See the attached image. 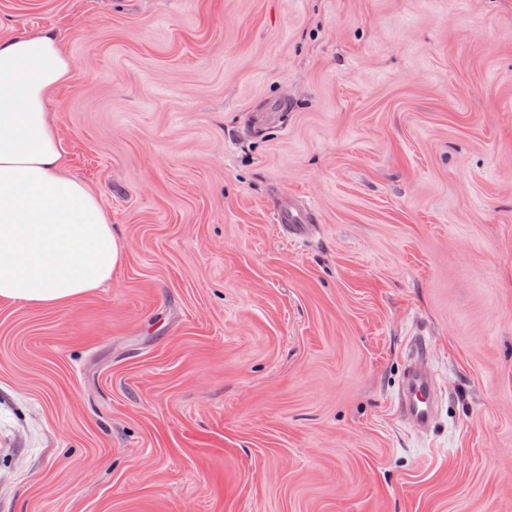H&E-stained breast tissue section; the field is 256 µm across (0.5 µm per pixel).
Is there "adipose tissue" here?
Wrapping results in <instances>:
<instances>
[{"label": "adipose tissue", "instance_id": "obj_1", "mask_svg": "<svg viewBox=\"0 0 512 512\" xmlns=\"http://www.w3.org/2000/svg\"><path fill=\"white\" fill-rule=\"evenodd\" d=\"M73 68L49 31L0 40V298L63 307L103 287L124 248L71 169L47 102Z\"/></svg>", "mask_w": 512, "mask_h": 512}]
</instances>
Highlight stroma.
Instances as JSON below:
<instances>
[{"mask_svg": "<svg viewBox=\"0 0 512 512\" xmlns=\"http://www.w3.org/2000/svg\"><path fill=\"white\" fill-rule=\"evenodd\" d=\"M39 30L124 260L0 301V512H512V0H0ZM276 224L286 229L290 238H306L312 233L314 224L312 209L299 206L289 197L280 198L275 206ZM434 401L432 380L421 369L411 368L405 378L400 407L416 429L425 430L429 426L433 418Z\"/></svg>", "mask_w": 512, "mask_h": 512, "instance_id": "obj_1", "label": "stroma"}]
</instances>
